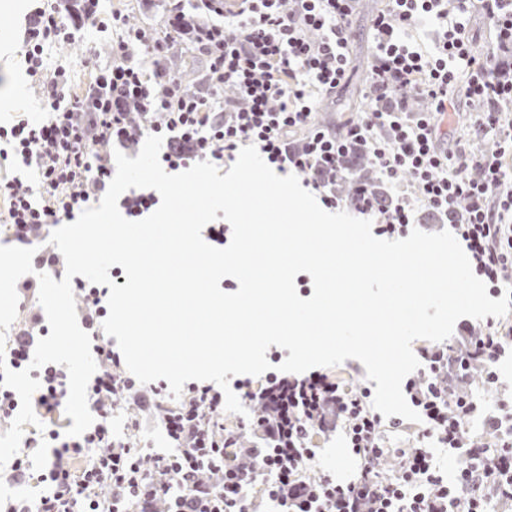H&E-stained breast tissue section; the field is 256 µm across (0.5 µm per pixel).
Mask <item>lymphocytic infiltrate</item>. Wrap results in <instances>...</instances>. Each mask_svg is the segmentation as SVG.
<instances>
[{"label": "lymphocytic infiltrate", "instance_id": "1", "mask_svg": "<svg viewBox=\"0 0 512 512\" xmlns=\"http://www.w3.org/2000/svg\"><path fill=\"white\" fill-rule=\"evenodd\" d=\"M357 2L195 0L188 10L183 0H165L161 27L144 28L117 11L102 17L97 0L66 6L36 0L26 15L21 56L49 117L0 125V156L33 169L41 191L32 194L16 177L1 180L7 209L0 220L16 239L29 242L35 230L74 219L105 194L113 151L151 134L163 136L160 163L169 170L205 160L220 167L251 144L277 170L306 174L327 209L373 216L376 204L366 187L346 199L332 187L350 146L362 145L383 180L409 188L377 235H404L415 204L445 215L466 203L465 218L452 227L475 274L500 294L502 283L512 280V174L503 163L512 155V79L500 77L494 55L475 56L466 23L482 13L498 41L512 43V0H387L371 25L365 91L371 110L334 131L315 115L319 97L348 77ZM424 18L439 26L430 55L408 38ZM88 25L115 38L111 60L93 64L79 92L69 69L47 68L44 50L75 44ZM176 39L206 61L197 92H187L181 75L164 66ZM463 75L474 106L470 126L493 140L491 153L451 151L441 142V123ZM511 349L512 333L491 319L458 351L444 343L421 348L422 367L405 389L423 416L424 445L411 449L388 479L377 470L385 450L369 390L348 392L322 370L270 372L256 388L236 381L245 402L258 403L262 412L235 429L220 418L224 395L213 386L190 384L176 406L165 387L156 388L153 416L177 448L171 455L145 459L132 443L115 442L104 422L68 439L46 427L40 438L52 453L40 480L47 492L33 507L23 499L0 502V512H155L159 501L166 502L165 512H251L249 492L256 486L279 512H491L494 504L503 510L512 503V423L488 416L496 446L473 443L466 422L483 407L472 396L449 393L444 377L466 378L479 364L487 387L507 389L493 364ZM94 353L99 373L88 383V404L108 413L113 397L135 380L114 373L120 358L111 344L95 345ZM33 355L31 343L19 341L5 363L14 371L30 369L40 382L32 403L50 414L67 401L68 373L54 363L31 369ZM337 426L359 459L344 484L307 467L314 455L311 434ZM431 440L453 458L454 482L439 474L426 447ZM86 451L91 459L72 473L66 459Z\"/></svg>", "mask_w": 512, "mask_h": 512}]
</instances>
